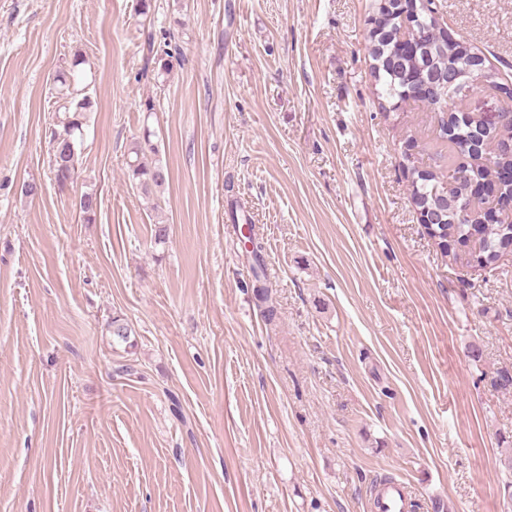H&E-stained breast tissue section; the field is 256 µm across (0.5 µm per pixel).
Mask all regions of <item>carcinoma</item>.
Returning a JSON list of instances; mask_svg holds the SVG:
<instances>
[{"label":"carcinoma","instance_id":"obj_1","mask_svg":"<svg viewBox=\"0 0 512 512\" xmlns=\"http://www.w3.org/2000/svg\"><path fill=\"white\" fill-rule=\"evenodd\" d=\"M181 50L172 42L171 33L161 34L160 39L149 37L146 43V63L142 76L163 85V79L173 69V61L179 59ZM380 68L374 74L381 84V95L395 105L406 100V87L397 72L389 65L377 60ZM457 69L460 79L450 85L443 81L437 91L420 100L429 112H448V118H440L439 125L423 139L422 150L440 161L439 168L421 169L411 161L407 166V180L414 206L418 209L434 205V200L448 198V214L442 215L443 223L427 224L430 237L437 241L440 251L448 253V243L468 245L470 221L480 217L487 201L472 198L469 184L497 175L502 168H512V152L504 148L512 142V122L488 125L479 113L465 111V98L471 91L466 71L468 58L455 52L452 41H430L422 39L416 56L403 60L402 66L413 71L444 73L448 64ZM89 60L80 51L58 67L53 76V91L56 98V127L54 131L67 137L68 155L60 157L52 151L51 172L61 187L73 183L79 177V159L84 146L85 127L97 103L81 87ZM164 142L157 133L146 126L142 134L129 146L127 153V177L141 195L150 199L163 192L168 181V169L163 162ZM99 208L96 193L84 192L79 199V211L86 223L95 220ZM250 247L246 248L252 259V288L258 300L265 304L264 318L275 319V307L269 304L268 274L264 261V246L254 231L252 222H247ZM512 247V221L487 224L477 248L471 250L473 261L479 266H492ZM112 340L128 347L134 345L136 335L133 326L120 316L112 317Z\"/></svg>","mask_w":512,"mask_h":512}]
</instances>
